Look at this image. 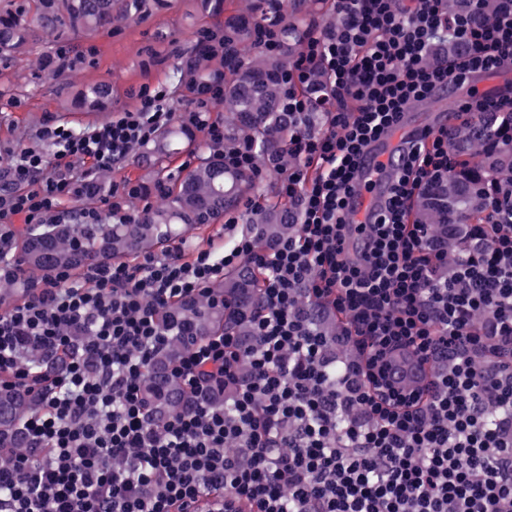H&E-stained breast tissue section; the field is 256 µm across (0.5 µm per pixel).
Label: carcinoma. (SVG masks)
<instances>
[{"mask_svg":"<svg viewBox=\"0 0 512 512\" xmlns=\"http://www.w3.org/2000/svg\"><path fill=\"white\" fill-rule=\"evenodd\" d=\"M165 0H27L7 3L0 8V54L16 58L30 51L31 34L41 30L61 36L65 33L90 39L115 20L137 22L143 15L166 8ZM258 18H241L224 25V146L248 140L263 163L284 166L288 158V135L293 118L282 110L280 74L288 57L299 50L300 31L293 18L280 14L277 0H266ZM269 19L276 21L285 40L284 50L269 55L257 50L255 27ZM190 61L194 71L178 77L182 84L202 80L208 70L206 54L198 46ZM112 102V83H89L79 92L75 105L95 111ZM494 115L486 113L481 124L464 122L450 130L449 147L462 167L426 186L413 208L416 224H430L441 237L448 238V265L461 255L455 238L448 235L462 224L484 222L483 189L486 178L512 179V152L496 151L492 146ZM192 129L180 121L162 128L141 158L153 173L152 191L159 203L149 208L132 224H109L88 229L73 217L67 224L30 228L19 242L28 264L35 270L51 273L67 269L81 271L88 262L129 258L139 253L164 248L182 236L186 228L205 227L224 213L236 209L245 196L259 188L250 176L228 169L217 155L200 156L196 165L179 179L167 172V163L191 149ZM298 205L277 199L247 213L246 221L258 225V245L295 231ZM261 274L243 263L224 279L221 293L239 300L235 316L220 303L205 298L188 300L162 312L165 326L180 322L187 337L174 340L170 347L147 367L146 397L153 422L183 411L193 402L190 393L169 376L168 368L194 339H202L232 328L240 336L250 333V323L242 317L247 308L261 299ZM305 314L318 324L329 339L337 333L336 319L318 306L301 304ZM40 406V401L20 388H0V439L7 448H24L26 440L20 424Z\"/></svg>","mask_w":512,"mask_h":512,"instance_id":"carcinoma-1","label":"carcinoma"}]
</instances>
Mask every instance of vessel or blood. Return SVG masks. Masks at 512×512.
Listing matches in <instances>:
<instances>
[{
    "instance_id": "vessel-or-blood-1",
    "label": "vessel or blood",
    "mask_w": 512,
    "mask_h": 512,
    "mask_svg": "<svg viewBox=\"0 0 512 512\" xmlns=\"http://www.w3.org/2000/svg\"><path fill=\"white\" fill-rule=\"evenodd\" d=\"M462 97L461 86L436 85L425 99L409 102L398 121L366 145L346 196L345 210L353 223L373 224L380 219L409 151L427 133L452 123L451 105Z\"/></svg>"
}]
</instances>
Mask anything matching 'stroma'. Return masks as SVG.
<instances>
[{"label":"stroma","mask_w":512,"mask_h":512,"mask_svg":"<svg viewBox=\"0 0 512 512\" xmlns=\"http://www.w3.org/2000/svg\"><path fill=\"white\" fill-rule=\"evenodd\" d=\"M225 19V14L205 11L201 0H172L166 10L91 40L37 37L28 56L0 61V142L36 145V132L50 117L77 131L90 128V119L70 101L92 81L111 82L112 110L133 107L135 89L172 84L175 67L197 45L198 30ZM63 45L74 53L96 48L94 65L73 75L60 72L57 50Z\"/></svg>","instance_id":"obj_1"}]
</instances>
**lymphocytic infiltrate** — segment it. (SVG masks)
I'll list each match as a JSON object with an SVG mask.
<instances>
[{
    "instance_id": "lymphocytic-infiltrate-1",
    "label": "lymphocytic infiltrate",
    "mask_w": 512,
    "mask_h": 512,
    "mask_svg": "<svg viewBox=\"0 0 512 512\" xmlns=\"http://www.w3.org/2000/svg\"><path fill=\"white\" fill-rule=\"evenodd\" d=\"M493 19L479 21L484 5ZM341 21L308 28L280 77L295 119L288 141L297 166L282 197L297 201L298 230L267 247L257 227L229 217V249L92 263L33 279L14 257L17 227L66 221L129 224L132 181L103 188L119 166L175 118L205 133L226 167L260 180L251 144L224 147L208 121L224 99V27L200 28L215 72L189 83L190 107L173 112L163 84L140 86L137 104L77 132L49 118L39 146L7 148L0 164V284L25 283L22 303L0 313V386L36 395L40 411L21 430L27 450L0 462V512H188L206 498L224 512H512V183L490 181L486 221L467 225L470 248L449 264L446 241L409 221L421 188L455 170L448 132L413 150L383 217L359 230L362 260L344 249L345 195L364 147L411 100L448 81L512 63V0H469L454 15L443 0H335ZM451 44L453 59H437ZM325 132L306 122L311 109ZM497 113L493 145L512 151V99L478 91L456 116ZM262 276L252 333L192 342L171 373L193 407L153 424L145 369L167 346L160 310L208 297L228 268ZM333 310L355 358L334 365L327 343L299 311V297ZM40 352L43 370L27 357ZM438 360L436 390L394 386L399 354ZM502 357L489 371L473 357ZM229 392L231 411L214 406ZM347 416L338 426L337 416Z\"/></svg>"
}]
</instances>
